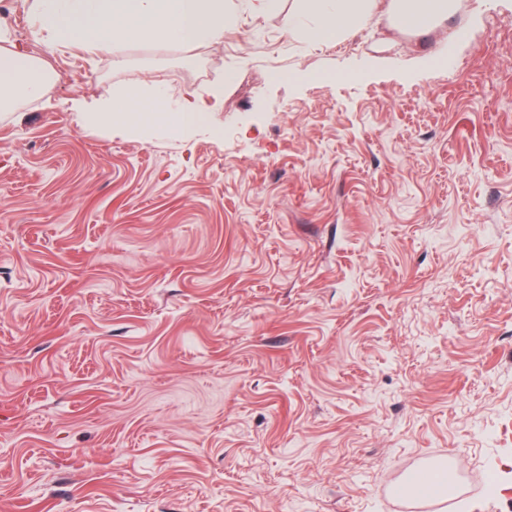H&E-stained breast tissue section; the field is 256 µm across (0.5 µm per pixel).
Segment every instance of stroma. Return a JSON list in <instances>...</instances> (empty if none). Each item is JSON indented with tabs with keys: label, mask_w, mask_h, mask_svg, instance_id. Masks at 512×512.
Wrapping results in <instances>:
<instances>
[{
	"label": "stroma",
	"mask_w": 512,
	"mask_h": 512,
	"mask_svg": "<svg viewBox=\"0 0 512 512\" xmlns=\"http://www.w3.org/2000/svg\"><path fill=\"white\" fill-rule=\"evenodd\" d=\"M0 11L57 75L0 115V512H512V0L119 66ZM145 77L220 135L70 109Z\"/></svg>",
	"instance_id": "1"
}]
</instances>
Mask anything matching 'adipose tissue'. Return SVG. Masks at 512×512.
Instances as JSON below:
<instances>
[{"label":"adipose tissue","mask_w":512,"mask_h":512,"mask_svg":"<svg viewBox=\"0 0 512 512\" xmlns=\"http://www.w3.org/2000/svg\"><path fill=\"white\" fill-rule=\"evenodd\" d=\"M36 39L49 46L78 44L91 54L121 56L132 38L181 46L218 45L225 27L238 20L229 0H26ZM454 0H301L284 16L285 30L312 44H331L368 24L416 37L435 32ZM56 75L19 46L7 20L0 19V108L45 97ZM224 91L184 90L171 100L163 85L139 80L93 100L75 98L73 111L91 127L118 123L145 132L191 137L213 123Z\"/></svg>","instance_id":"adipose-tissue-1"}]
</instances>
